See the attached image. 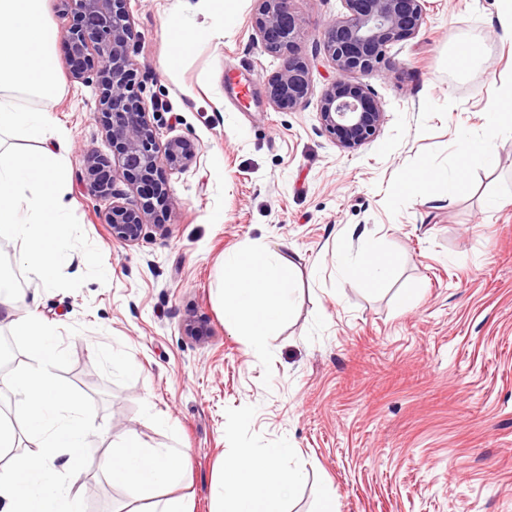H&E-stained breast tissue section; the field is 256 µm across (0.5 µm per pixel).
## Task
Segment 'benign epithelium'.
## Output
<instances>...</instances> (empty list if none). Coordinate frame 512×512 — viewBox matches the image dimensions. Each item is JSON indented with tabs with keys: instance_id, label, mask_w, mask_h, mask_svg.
<instances>
[{
	"instance_id": "1",
	"label": "benign epithelium",
	"mask_w": 512,
	"mask_h": 512,
	"mask_svg": "<svg viewBox=\"0 0 512 512\" xmlns=\"http://www.w3.org/2000/svg\"><path fill=\"white\" fill-rule=\"evenodd\" d=\"M253 28L265 51L281 60L267 79L274 106L296 110L311 91L310 68L302 54L305 20L290 0H258ZM345 14L318 32L319 42L336 77L320 97L319 121L324 131L346 151L373 143L385 122L384 104L363 78L389 66V51L413 38L424 21V0H343ZM127 0H60L61 11L76 23L65 33L72 75L96 77L102 105L101 121L117 161L137 184L139 201L109 206L105 220L112 240L133 246L143 238L146 215L169 204L163 172L179 171L197 160L194 144L175 138L162 144L156 129L137 104L128 46L133 31ZM88 178L95 195L110 200L115 188L107 165L88 156Z\"/></svg>"
}]
</instances>
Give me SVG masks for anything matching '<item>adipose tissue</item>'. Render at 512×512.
<instances>
[{"label": "adipose tissue", "mask_w": 512, "mask_h": 512, "mask_svg": "<svg viewBox=\"0 0 512 512\" xmlns=\"http://www.w3.org/2000/svg\"><path fill=\"white\" fill-rule=\"evenodd\" d=\"M485 113L483 138L460 144L463 162H491L498 134L512 130V82L487 104ZM336 262L343 273L370 288L380 286L391 269L386 256L350 236L344 238ZM293 270L290 258L266 245H249L225 257V328L246 337L255 349L266 348L288 312ZM14 291L12 280L0 274V310L9 313L14 336L31 345L34 357L32 364L0 378V386L17 397L32 448L0 467V512H81L77 451L87 448L90 435L82 403L54 372L62 353L52 328L33 317H12ZM291 453L285 446L259 452L240 448L226 458L224 478L214 488L224 512H281L283 500L302 481L300 472L284 465ZM102 467L113 481L144 495L180 477L169 450L146 449L133 441L105 457Z\"/></svg>", "instance_id": "ef3b65f1"}]
</instances>
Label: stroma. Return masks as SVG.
Returning a JSON list of instances; mask_svg holds the SVG:
<instances>
[{
  "label": "stroma",
  "mask_w": 512,
  "mask_h": 512,
  "mask_svg": "<svg viewBox=\"0 0 512 512\" xmlns=\"http://www.w3.org/2000/svg\"><path fill=\"white\" fill-rule=\"evenodd\" d=\"M291 6L309 30L312 93L281 112L266 97L280 62L256 39L257 0H129L140 104L160 140L190 139L199 160L168 175L171 205L125 246L90 188L88 154L108 160L119 203L136 200V187L97 118V85L70 75L63 32L74 20L46 0L60 87L36 106L68 149L65 200L108 281L37 289L18 277L19 243L2 239L0 267L18 279L16 315L53 328L55 372L82 398L92 435L81 510L147 508L100 468L133 435L183 449L181 478L164 494L187 512H216L212 488L235 449L285 444L304 479L284 512H318L327 493L337 512H512V204L493 205L512 197V133L497 137L492 165L458 156L461 136L483 135L484 108L512 77L499 0H425L418 34L366 79L387 121L354 152L318 119L335 71L316 34L343 14L342 0ZM179 22L202 33L168 72L166 33ZM471 40L484 54L456 75L448 51ZM230 78L249 81L251 96L228 100ZM423 166L462 177L467 192L450 200L438 183L416 189L410 178ZM350 234L391 258L383 287L339 272L336 242ZM245 243L294 263L290 313L260 355L225 330L217 294L225 254ZM191 318L206 321L205 339L186 336Z\"/></svg>",
  "instance_id": "obj_1"
}]
</instances>
